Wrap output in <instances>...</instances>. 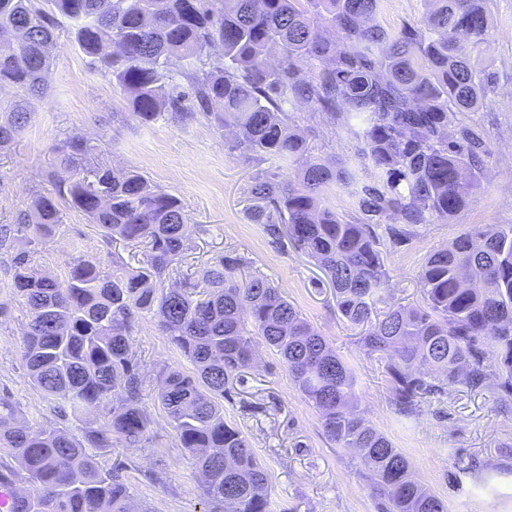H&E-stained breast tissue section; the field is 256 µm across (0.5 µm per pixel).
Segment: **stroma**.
Wrapping results in <instances>:
<instances>
[{"label": "stroma", "instance_id": "35a3bbf8", "mask_svg": "<svg viewBox=\"0 0 512 512\" xmlns=\"http://www.w3.org/2000/svg\"><path fill=\"white\" fill-rule=\"evenodd\" d=\"M488 10L492 37L478 65L493 73L494 90L485 106L466 113L464 120L482 135L492 155L457 217L422 226L404 246L388 249L396 303L420 302L421 266L470 225L512 224V0H488ZM424 13L423 0H383L375 21L390 31L420 28ZM51 54L45 97L29 101L28 124L11 146L0 149V224L29 209L35 192L51 190L53 142L71 135H103L105 164L136 168L181 200L194 226L182 270H199L229 251L243 256L253 272L281 288L352 367L366 418L409 458L415 476L438 495L445 512H512V402L491 390L456 386L427 398L415 415L398 414L389 401L381 363L366 354L338 314L323 271L295 249H273L261 226L248 220L254 176L268 171L285 180L288 168L273 159L240 157L231 149V129H216L201 117L178 122L166 115L140 124L119 89L90 67L67 34L59 35ZM293 116L314 155L338 161L355 152L356 140L314 119L308 105H297ZM34 251V270L59 281L66 279L73 257H97L107 265L117 257L132 265L142 258L141 249L106 240L83 213L68 207L55 237L36 244ZM11 277L9 255L0 250V396L11 398L19 422L52 425V405L32 384L22 362L28 309ZM132 347L147 378H154L163 365L193 371L151 317L135 326ZM147 407L150 443L113 449V463L122 465L136 504L152 512H203L199 474L178 447L162 407L152 401ZM224 418L243 430L268 473L270 512H376L357 460L327 438L318 412L269 348L259 347L244 383L225 399ZM459 454L473 461L477 475L460 473L455 465Z\"/></svg>", "mask_w": 512, "mask_h": 512}]
</instances>
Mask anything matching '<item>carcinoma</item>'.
I'll return each instance as SVG.
<instances>
[{"label":"carcinoma","instance_id":"1","mask_svg":"<svg viewBox=\"0 0 512 512\" xmlns=\"http://www.w3.org/2000/svg\"><path fill=\"white\" fill-rule=\"evenodd\" d=\"M380 2L0 0V87L44 93L49 49L65 30L140 123L168 112L234 128L231 149L295 173L294 184L266 171L255 177L251 221L272 247L291 246L324 271L337 312L361 328L359 342L383 364L399 413L411 415L455 386L512 399L511 224L470 226L422 267V303L375 310L391 283L377 228L397 248L420 226L457 215L490 157L462 119L494 88L491 73L472 62L492 36L487 0H424V32L376 24ZM299 102L352 133L354 155L338 166L315 157L292 121ZM28 118L19 100L0 105V147ZM90 151L82 136L54 145L65 175H50L54 191L33 198L36 223L21 211L0 224V250L13 251L12 286L29 309V379L54 401L59 420H105L87 423L79 438L57 426L18 425L16 407L0 396V450L21 469L1 463L0 484L24 481L20 512H151L134 509L119 466L88 452L149 440L146 376L132 348L135 324L147 315L193 365L191 375L161 369L152 394L202 477L205 512H269L267 471L224 420L225 395L256 363V336L319 411L329 440L356 452L378 512H444L409 459L359 410L351 368L280 289L231 254L180 275L173 264L193 235L181 200ZM334 186L349 188L356 222L328 205ZM64 205L106 238L144 246L145 260L108 267L80 257L62 282L35 275L34 251L15 243L53 238ZM169 280L171 287H156Z\"/></svg>","mask_w":512,"mask_h":512}]
</instances>
